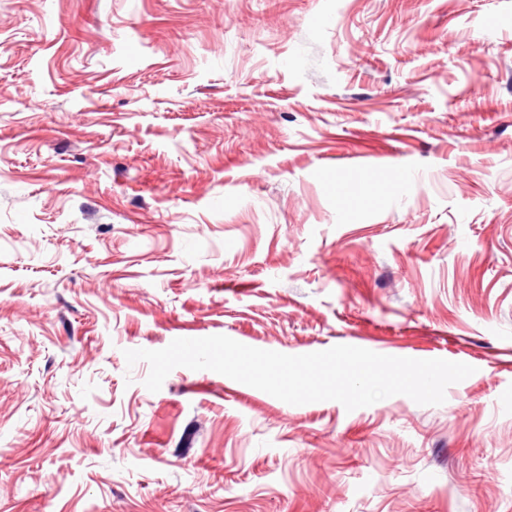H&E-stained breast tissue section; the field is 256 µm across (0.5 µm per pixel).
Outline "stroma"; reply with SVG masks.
<instances>
[{
    "instance_id": "35a3bbf8",
    "label": "stroma",
    "mask_w": 512,
    "mask_h": 512,
    "mask_svg": "<svg viewBox=\"0 0 512 512\" xmlns=\"http://www.w3.org/2000/svg\"><path fill=\"white\" fill-rule=\"evenodd\" d=\"M213 335L475 372L124 356ZM0 512H512V0H0Z\"/></svg>"
}]
</instances>
